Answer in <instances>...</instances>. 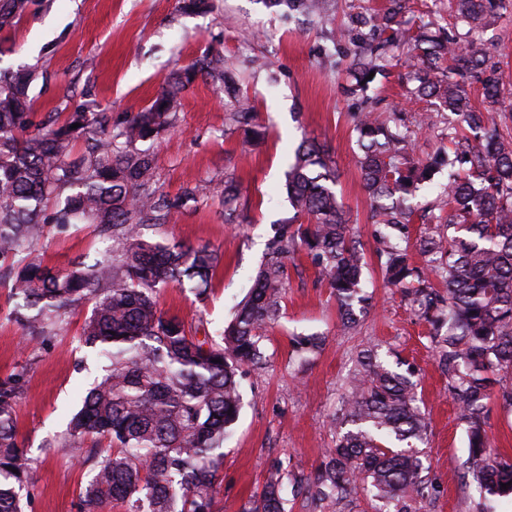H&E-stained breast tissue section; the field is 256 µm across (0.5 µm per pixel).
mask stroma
Returning <instances> with one entry per match:
<instances>
[{"label": "stroma", "instance_id": "35a3bbf8", "mask_svg": "<svg viewBox=\"0 0 512 512\" xmlns=\"http://www.w3.org/2000/svg\"><path fill=\"white\" fill-rule=\"evenodd\" d=\"M388 4L336 0L324 17L309 20L273 12L261 0H214L213 9L203 14L180 11L177 0H40L15 30L0 32V66L38 70L32 94L36 111L42 113L62 104L76 107L90 89L113 115L133 114L201 49L235 61L241 93L267 128L262 144L243 155L241 132L225 122L223 86L199 81L182 96L177 128L152 146L157 184L167 196L204 181L219 187L228 177L240 189L236 223L225 222L222 203L212 198L187 202L173 211L169 223L150 229L151 234L207 245L221 254L206 300L177 287L160 295L162 311L186 326L221 328L246 295L275 224L293 214L284 173L302 137L317 138L336 164V192L366 256L374 306L360 313L357 327L344 328L330 288L310 262L303 258L290 267L283 314L267 331V365L247 371L241 380L243 407L224 443L216 512H241L260 491L273 462L307 473L319 466L333 446L336 433L330 422L356 356L369 346L397 356L416 371L429 422V442L422 454L432 495L416 501L413 512H458L462 496L469 499V512L490 507L512 512V500H490L475 482H463L465 425L430 349L427 326L386 284L377 262L376 226L358 168L356 107L342 93L344 75L338 63L343 54L330 37L350 14ZM477 39L496 46L492 60L504 83V105L511 108L512 9L490 20ZM257 58L265 61V68H253ZM404 73L403 66L391 68L375 110L402 113L412 126L430 103L406 98ZM106 247L93 228L77 224L63 233L48 229L36 250L46 264L65 268L78 258L93 261ZM6 295V285L0 284V378L29 365L16 416L20 441L39 454L26 512H78L90 479L87 469L41 448L65 430L88 384L101 371L102 359L81 341L92 305L86 302L70 310L55 335L28 340L8 316ZM301 333L324 338L321 349L304 361L290 344ZM488 434L496 451L512 458V407L500 395L488 404Z\"/></svg>", "mask_w": 512, "mask_h": 512}]
</instances>
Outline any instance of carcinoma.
<instances>
[{
	"instance_id": "obj_1",
	"label": "carcinoma",
	"mask_w": 512,
	"mask_h": 512,
	"mask_svg": "<svg viewBox=\"0 0 512 512\" xmlns=\"http://www.w3.org/2000/svg\"><path fill=\"white\" fill-rule=\"evenodd\" d=\"M32 2L0 0V31L16 27ZM260 2L309 16L329 4ZM389 2L383 12L360 14L356 28L334 32L336 44L354 46L344 91L375 98L395 60L390 48L402 49L409 93L448 113L450 145L423 161L397 118L356 115L361 184L380 226L376 253L386 282L428 324L438 368L467 427L463 476L491 496L512 498V461L493 453L487 431L496 376L512 370V138L485 126L486 113L503 111L502 83L491 48L433 20L406 28L399 19L405 0ZM511 5L455 0L454 16L470 34ZM38 78L33 69L0 68V270L13 303L9 317L25 335L44 339L68 308L91 302L82 340L107 361L66 431L45 447L90 467L80 512H106L114 501L125 512H215L224 440L241 409L240 378L266 365V331L283 310L288 262L305 252L331 288L343 326L373 306L365 256L336 194V167L316 140L299 142L285 179L293 217L266 243L231 320L200 340L160 309L159 295L179 285L205 298L220 255L207 245L153 238L145 229L214 191L204 183L175 198L159 193L154 155L140 145L177 126L182 95L199 78L224 85L229 124L253 142L264 140L266 128L255 124L234 63L206 49L144 110L116 119L91 97L70 112H36L31 91ZM472 80L480 85V109L468 91ZM442 167L448 187L436 197L437 224L417 241L415 261L409 254L414 200ZM222 193L225 220L234 224L233 178L224 180ZM298 216L307 223H295ZM76 224L94 226L112 248L91 264L64 270L44 264L35 245L45 228ZM322 344L317 333L293 342L301 359ZM412 377L372 349L359 355L333 418L353 428L336 432L325 460L295 478L312 503L351 502L367 492L393 512H412V502L430 496L421 455L399 447L423 444L429 432ZM26 389L24 367L0 378V512H24L30 496L34 458L19 442L15 418ZM281 470L280 463L272 466L259 498L242 512H285Z\"/></svg>"
}]
</instances>
